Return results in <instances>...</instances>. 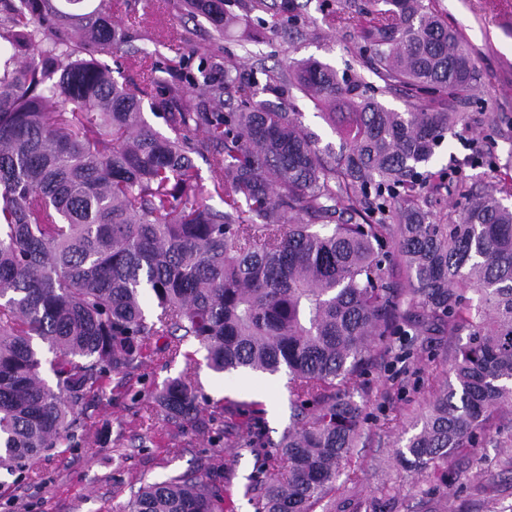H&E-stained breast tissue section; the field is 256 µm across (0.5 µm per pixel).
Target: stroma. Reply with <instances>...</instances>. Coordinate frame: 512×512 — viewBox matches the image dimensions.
<instances>
[{"label":"stroma","mask_w":512,"mask_h":512,"mask_svg":"<svg viewBox=\"0 0 512 512\" xmlns=\"http://www.w3.org/2000/svg\"><path fill=\"white\" fill-rule=\"evenodd\" d=\"M299 3L296 23L275 31L264 30L260 13H252V25L264 37L247 50L240 45L238 28L219 33L204 18L179 9L158 14L156 0H124L119 11L111 12L113 21L131 35L133 46H150L158 32H165L163 57L182 60L192 71L209 67L218 56L234 66L239 81L259 85L289 62L308 58L340 73L366 74L353 33L321 22L323 13L339 9L341 0ZM435 7L468 44L481 82L462 107L470 118L468 128L444 139L431 167L449 166L460 179L512 194V128L496 131L484 121L488 112L512 117V25L500 22L512 16V0H436ZM184 367V358L167 365L152 355L135 371L127 392L98 408V421L108 427L105 440L42 457L33 480L1 472L0 512H125L141 482L182 474L202 458L223 469L233 512H254L246 490L261 454L234 451L222 437L201 439L150 405L154 388ZM449 369V364L415 349L404 360L387 359L374 370L366 391L370 440L355 454L366 478L356 490L337 495L336 512H488L493 504L501 512H512V471L503 465L512 455L508 438L463 450L432 482L389 461L402 423L422 410L429 389L444 385ZM197 381L210 406L228 400L260 404L261 424L272 440H279L292 424L285 374L217 373L201 363Z\"/></svg>","instance_id":"35a3bbf8"}]
</instances>
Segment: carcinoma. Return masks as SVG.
I'll list each match as a JSON object with an SVG mask.
<instances>
[{"label": "carcinoma", "mask_w": 512, "mask_h": 512, "mask_svg": "<svg viewBox=\"0 0 512 512\" xmlns=\"http://www.w3.org/2000/svg\"><path fill=\"white\" fill-rule=\"evenodd\" d=\"M179 5L224 24V0ZM238 7L249 38L248 14L296 11ZM324 22L358 34L381 92L418 100L399 112L361 77L288 64L264 90L326 109L337 153L222 62L159 69L154 39L133 61L151 78L132 88L101 61L117 46L110 20L0 0V469L30 479L39 457L101 437L96 408L160 340L170 362L196 344L215 371L286 374L293 426L277 442L257 409L234 406L230 426L204 415L189 367L156 395L198 436L270 449L255 512H332L337 481L361 484L366 376L417 347L451 371L395 457L425 471L512 432V207L426 169L477 87L470 53L432 0H343ZM214 195L224 209L205 203ZM452 196L459 221L434 220ZM127 512H226L224 471L146 482Z\"/></svg>", "instance_id": "1"}]
</instances>
